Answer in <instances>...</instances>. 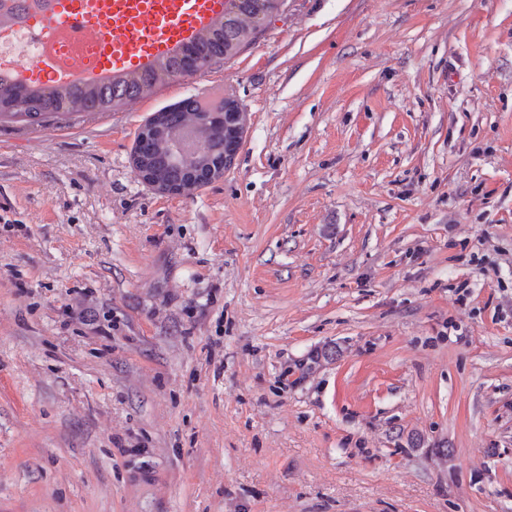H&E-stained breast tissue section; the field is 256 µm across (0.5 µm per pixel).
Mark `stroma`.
Here are the masks:
<instances>
[{
  "mask_svg": "<svg viewBox=\"0 0 512 512\" xmlns=\"http://www.w3.org/2000/svg\"><path fill=\"white\" fill-rule=\"evenodd\" d=\"M227 96L223 178L146 185V119ZM0 512H512V0H288L0 125ZM217 35L201 38L200 56L197 70L208 68L212 65L214 58L224 55L227 56L229 49L242 44L246 39V31L238 22L223 24Z\"/></svg>",
  "mask_w": 512,
  "mask_h": 512,
  "instance_id": "obj_1",
  "label": "stroma"
}]
</instances>
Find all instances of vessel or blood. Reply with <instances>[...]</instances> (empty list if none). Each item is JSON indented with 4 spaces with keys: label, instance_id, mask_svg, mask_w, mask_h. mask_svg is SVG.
Returning a JSON list of instances; mask_svg holds the SVG:
<instances>
[{
    "label": "vessel or blood",
    "instance_id": "vessel-or-blood-1",
    "mask_svg": "<svg viewBox=\"0 0 512 512\" xmlns=\"http://www.w3.org/2000/svg\"><path fill=\"white\" fill-rule=\"evenodd\" d=\"M226 0H47L25 14L40 51L24 82L56 85L63 74L150 68L223 17Z\"/></svg>",
    "mask_w": 512,
    "mask_h": 512
}]
</instances>
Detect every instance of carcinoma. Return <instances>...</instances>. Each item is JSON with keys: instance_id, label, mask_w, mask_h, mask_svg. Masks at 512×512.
<instances>
[{"instance_id": "obj_1", "label": "carcinoma", "mask_w": 512, "mask_h": 512, "mask_svg": "<svg viewBox=\"0 0 512 512\" xmlns=\"http://www.w3.org/2000/svg\"><path fill=\"white\" fill-rule=\"evenodd\" d=\"M246 31L239 23H227L218 34L200 41V56L197 69L212 65L214 58L227 55L229 49L242 44ZM181 67L178 55L173 54L152 69L128 79L120 87H103L98 91L78 86L64 88L28 87V93L21 95L12 84L0 83V123L15 119L40 125L49 116L64 113L65 104L72 97H82L89 108L98 112H115L135 99L145 85L160 88L173 80ZM224 101L203 104L196 98L182 100L177 106L160 110L166 125L176 131L187 126L213 125L209 113L222 110ZM229 147V138L218 130L208 134L205 140L207 155L219 159ZM152 163L159 177L171 184H180L186 180L187 169L172 163L165 147L156 148L152 154Z\"/></svg>"}]
</instances>
